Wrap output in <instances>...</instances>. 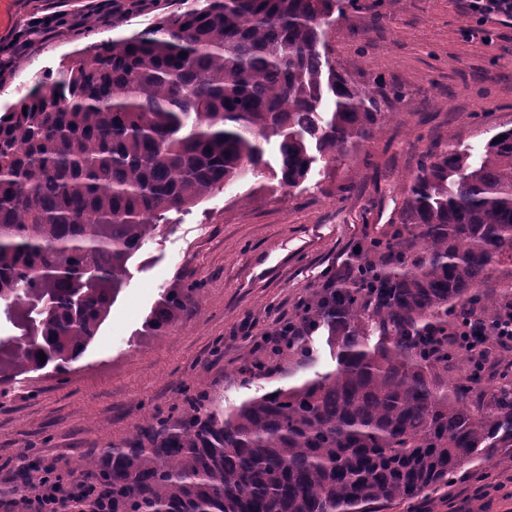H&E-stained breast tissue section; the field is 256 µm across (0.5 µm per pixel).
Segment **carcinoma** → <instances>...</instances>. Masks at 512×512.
<instances>
[{"label":"carcinoma","mask_w":512,"mask_h":512,"mask_svg":"<svg viewBox=\"0 0 512 512\" xmlns=\"http://www.w3.org/2000/svg\"><path fill=\"white\" fill-rule=\"evenodd\" d=\"M146 27L39 78L0 113V385L96 337L127 263L168 214L268 167L282 188L374 138L379 96L323 49L336 0H135ZM334 109L320 112L323 95ZM480 161L451 147L422 157L398 221L367 241L303 308L338 338L336 369L217 413L207 391L123 447L81 465L86 512H381L461 477L492 479L487 448H512V368L478 375L448 330L512 304V129ZM315 144L316 154L310 153ZM196 288H171L145 321L179 324ZM378 333L370 344L364 327ZM46 355L40 362V355Z\"/></svg>","instance_id":"cac0c4a2"}]
</instances>
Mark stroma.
I'll return each instance as SVG.
<instances>
[{
  "label": "stroma",
  "mask_w": 512,
  "mask_h": 512,
  "mask_svg": "<svg viewBox=\"0 0 512 512\" xmlns=\"http://www.w3.org/2000/svg\"><path fill=\"white\" fill-rule=\"evenodd\" d=\"M131 2L0 0V108L85 48L150 23L127 12ZM43 16L52 29L31 34ZM474 25L465 0H358L334 23L333 66L357 62V84L398 86L407 100L392 104L353 157L317 160L297 188L279 187L267 169L171 214L130 259L109 316L70 371L49 366L0 385V497L11 498L31 458L80 475L89 455L123 445L156 415H177L187 390L205 387L218 412L334 370L337 349L323 328L305 339L309 357L289 356L271 377L243 367L259 354L254 340L297 315L357 243L397 219L431 147H458L475 162L512 127V18L465 37ZM191 281L201 285L193 312L161 335H141L164 290ZM492 465L497 487L463 481L452 500L421 497L387 512H512V448L496 449Z\"/></svg>",
  "instance_id": "35a3bbf8"
}]
</instances>
